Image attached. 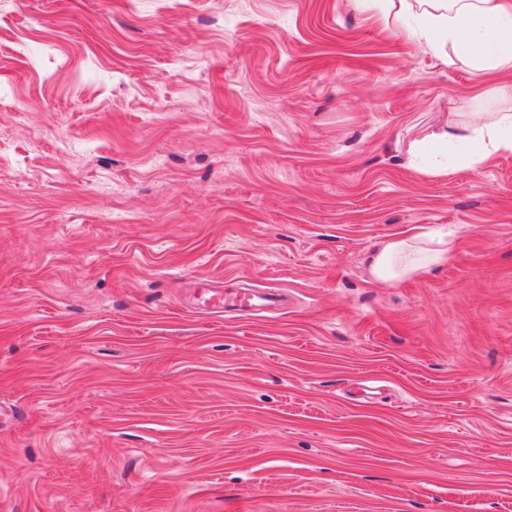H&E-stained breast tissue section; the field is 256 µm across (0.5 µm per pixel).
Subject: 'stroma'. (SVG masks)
Instances as JSON below:
<instances>
[{"mask_svg": "<svg viewBox=\"0 0 512 512\" xmlns=\"http://www.w3.org/2000/svg\"><path fill=\"white\" fill-rule=\"evenodd\" d=\"M509 85L364 0H0V512H512V153L412 151ZM454 245V232L439 227L430 232L413 230L375 249L370 272L376 282L394 284L428 273L447 263ZM206 285V294L212 293L207 302L214 308H229L246 310L255 305L256 300H262L268 303L274 302L272 294L257 295L255 292H224V290L210 289Z\"/></svg>", "mask_w": 512, "mask_h": 512, "instance_id": "35a3bbf8", "label": "stroma"}]
</instances>
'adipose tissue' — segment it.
Returning a JSON list of instances; mask_svg holds the SVG:
<instances>
[{"instance_id":"ef3b65f1","label":"adipose tissue","mask_w":512,"mask_h":512,"mask_svg":"<svg viewBox=\"0 0 512 512\" xmlns=\"http://www.w3.org/2000/svg\"><path fill=\"white\" fill-rule=\"evenodd\" d=\"M385 22H418V35L436 56L465 58L481 73L512 68V0H368ZM426 146L447 152L436 171L473 170L501 152H512V109L491 112L482 123H456L432 131ZM452 230L410 231L375 249L370 272L376 282L394 284L447 263Z\"/></svg>"}]
</instances>
